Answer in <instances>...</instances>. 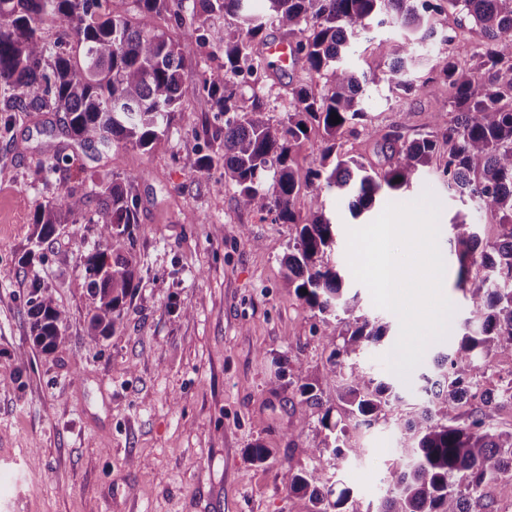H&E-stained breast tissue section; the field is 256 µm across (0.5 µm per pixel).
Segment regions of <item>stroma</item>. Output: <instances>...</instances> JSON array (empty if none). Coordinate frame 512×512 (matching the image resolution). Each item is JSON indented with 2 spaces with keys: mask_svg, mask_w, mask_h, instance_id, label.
<instances>
[{
  "mask_svg": "<svg viewBox=\"0 0 512 512\" xmlns=\"http://www.w3.org/2000/svg\"><path fill=\"white\" fill-rule=\"evenodd\" d=\"M193 18L171 29L185 59L184 84L198 82L213 62L196 41ZM403 34L399 26L372 27L345 62L366 73V125L345 135L341 150L384 172L383 136L399 129L413 140L449 119L447 86L434 79L438 46L416 44V74L425 86L406 95L389 89L380 41ZM325 90V78L304 63L270 74L261 85L270 114L282 118L290 92ZM224 125L222 113L194 101L175 113L162 153L116 148L108 153L66 145L52 112H37L13 133L0 132V512H314L308 496L288 488L289 472L319 469L320 491L349 487L365 512H377L392 488L394 460H409L412 441L403 424L426 401L424 374L434 359L453 353L473 314L455 283L445 296L456 312L447 339L431 344L385 420L348 427L354 455L330 464L315 458L318 417L338 399L341 374L331 372L321 339L323 317L290 293L283 261L297 235L292 224L239 208L235 188L223 182V164L201 168L210 153L205 131ZM65 144L70 160L43 172L47 150ZM443 160L424 174L414 201L430 189L441 203L439 248L455 265L449 227L455 218L498 233L494 219L469 198L449 190ZM93 172L134 176L138 222L132 225L136 288L119 327L91 339L94 306L87 290L85 255L100 244L98 211L87 220L60 224L51 242L38 243L37 206L61 188L81 189ZM392 196L372 212L352 217L346 202L300 190L294 209L308 216L316 206L336 226L331 260L347 262V231L368 225ZM194 216L185 222L184 213ZM67 313L66 342L47 354L32 344L27 300L32 277ZM348 295L361 312L390 325L387 337L368 346L358 367L387 375L382 358L395 345L398 317L374 306L369 290L346 274ZM313 384L318 405L299 413L297 365ZM273 449L266 463L248 448Z\"/></svg>",
  "mask_w": 512,
  "mask_h": 512,
  "instance_id": "35a3bbf8",
  "label": "stroma"
}]
</instances>
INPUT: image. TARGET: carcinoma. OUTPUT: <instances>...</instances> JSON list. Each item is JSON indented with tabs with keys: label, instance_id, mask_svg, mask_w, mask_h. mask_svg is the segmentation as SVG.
<instances>
[{
	"label": "carcinoma",
	"instance_id": "carcinoma-1",
	"mask_svg": "<svg viewBox=\"0 0 512 512\" xmlns=\"http://www.w3.org/2000/svg\"><path fill=\"white\" fill-rule=\"evenodd\" d=\"M251 0H193L192 15L202 19L196 39L224 56V64L186 86L183 58L165 31L182 24L175 0H137L138 13L114 14L103 0H0V112L3 132L14 130L33 112L60 115L65 134L81 147L110 152L114 147L162 151L168 142L173 113L190 100L203 99L224 113V129L211 133L224 164V180L236 188L237 205L274 215L277 224H295L293 250L284 260L285 280L297 299L321 314H332L321 340L332 348L333 366H343L363 348L386 335L387 326L360 312L344 298L343 278L330 262L335 225L323 207L302 220L293 207L301 187L316 195L335 193L348 200L352 215L370 212L380 193L406 191L430 166L439 146L448 147L442 175L448 188L478 200L499 226L492 241L465 220L451 224L458 246L456 287L468 293L477 326L462 334L451 355L434 360V375L425 377L427 405L415 412L407 429L416 440L412 462L396 463L394 492L378 512H492L482 491L499 476L512 478V431L490 423L491 412L512 402V383L504 388L483 384L478 353L512 350V0H265L267 11L253 12ZM455 10L477 27V47L443 35L439 44L454 45L439 53L436 75L451 91L453 118L444 130L410 142L393 129L384 135L388 169L383 174L341 153V140L366 120L362 104L367 76L343 63L353 40L374 22L390 16L406 35L379 44L387 63L384 81L405 94L422 85L414 76V39L432 36L434 15ZM214 15L236 22V32L206 25ZM64 28L55 42L42 29ZM288 33L297 59L327 77V93L306 87L292 90L293 110L275 120L263 95L255 91L242 105L228 90L240 77L258 76L262 62L254 48L266 30ZM340 122L332 123L331 115ZM321 131L325 147L300 172L293 154L312 128ZM69 161L63 149L46 152L41 170L55 171ZM132 178L118 174L85 177L87 191L66 188L38 205L37 239L52 237L58 224L77 223L86 203L98 201L97 223L105 246L84 260L94 307L87 335L109 336L120 324L135 289V264L128 249L131 225L138 223ZM30 326L34 344L52 352L66 341V312L39 283L30 291ZM340 399L347 412L370 426L401 400L394 385L350 367ZM322 446L309 448L321 459L343 460L357 448L341 445L347 425L327 408L318 418ZM317 469L291 473L289 489L310 494L315 512H363L362 503L343 488L335 500L318 490Z\"/></svg>",
	"mask_w": 512,
	"mask_h": 512
}]
</instances>
